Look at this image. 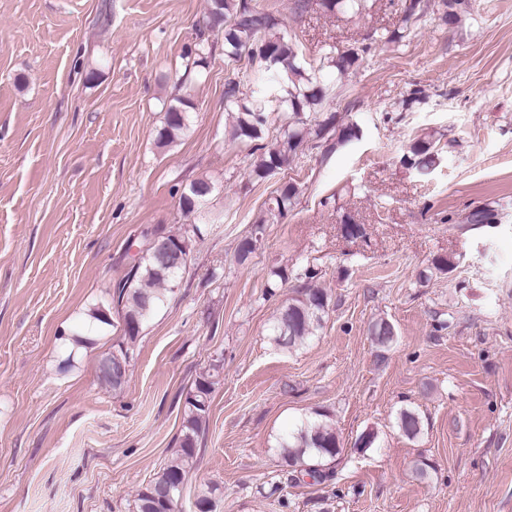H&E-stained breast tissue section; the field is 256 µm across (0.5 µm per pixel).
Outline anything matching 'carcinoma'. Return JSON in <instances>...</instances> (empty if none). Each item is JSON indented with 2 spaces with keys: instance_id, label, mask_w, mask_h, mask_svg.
I'll list each match as a JSON object with an SVG mask.
<instances>
[{
  "instance_id": "obj_1",
  "label": "carcinoma",
  "mask_w": 512,
  "mask_h": 512,
  "mask_svg": "<svg viewBox=\"0 0 512 512\" xmlns=\"http://www.w3.org/2000/svg\"><path fill=\"white\" fill-rule=\"evenodd\" d=\"M321 6L330 12L360 13L366 8L365 0H321ZM208 25L224 29V56L233 62L247 55L253 61L260 60L265 69L282 85L283 94L279 103L292 112L293 122L279 138L261 142L263 129L267 124L268 112L262 104L238 96L236 87L225 93L227 107L232 118V136L241 141L253 143L254 156L250 175L263 179L283 169L297 155L299 149L310 137L322 138L330 132L336 133V145L342 146L358 137L354 125L336 128V115L329 114L315 124L310 123L307 113L315 110L324 96L325 89L318 77L309 72L299 57L298 49L288 36L287 30L279 27L278 21L268 13L257 10L247 0H209ZM360 50L350 48L330 57L328 64L338 74H345L358 64ZM191 102L177 98L169 104L164 114L163 126L158 140L163 146L174 143L189 128L190 116L187 108ZM438 153L434 141L419 138L410 147L405 163L420 175L429 174L437 164ZM212 183L198 179L184 187L179 196V207L186 218L198 217L218 224L219 216H210L205 205L212 194ZM298 187L294 183L284 185L269 199L265 215L253 226V233L241 239L237 246L238 263H245L254 253L250 242H259L265 233V226L283 218L296 196ZM201 229L195 223L186 225L178 232L163 228L147 229L141 232L138 243V258L130 268L126 279L119 285L115 295L123 320V335L120 336L111 354L99 364L101 381L115 392L123 390L127 379H116L105 366L120 359L130 363L143 328L155 312L165 303L169 293L177 286L181 268L164 269L151 255L149 244L155 237L169 240L185 256H190L193 242L200 237ZM314 277V271L306 266L294 274L300 282L281 306L275 318L272 335L277 346L288 351L302 347L323 325V318L329 308L328 293L316 288L306 280ZM288 269L277 267L270 271L266 293L288 283ZM368 335L379 352L389 349L396 336L392 323L377 319L368 327ZM220 365L214 364L201 374L187 392L183 406L182 428L178 437V448L168 458L162 470L133 500V512H176L187 485L190 472L196 467L200 444L207 429L211 396L219 384ZM399 431L409 439L421 433L422 421L414 409H403L396 420ZM279 453L286 467L289 479L309 476L320 483L327 478L328 462L339 454V439L325 412L301 425L278 442ZM174 485L170 500L155 497L159 486Z\"/></svg>"
}]
</instances>
